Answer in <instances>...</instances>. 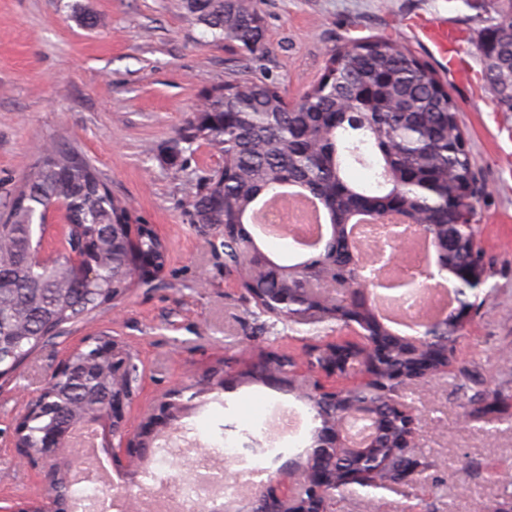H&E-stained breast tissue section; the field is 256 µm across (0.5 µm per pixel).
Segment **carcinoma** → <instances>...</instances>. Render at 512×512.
<instances>
[{
	"label": "carcinoma",
	"mask_w": 512,
	"mask_h": 512,
	"mask_svg": "<svg viewBox=\"0 0 512 512\" xmlns=\"http://www.w3.org/2000/svg\"><path fill=\"white\" fill-rule=\"evenodd\" d=\"M187 14L204 26L215 41L235 44L254 64L272 52L267 41L260 0H184ZM476 50L482 52L488 34L503 21L477 17ZM502 62L492 83L512 82V51L505 44ZM453 97L435 72L410 50L388 36L359 38L351 46L327 53L324 73L297 100L274 82L240 79L207 90L201 108L178 133L170 149L171 165L182 166V154L202 141L218 146L224 166L217 174L189 184L190 223L219 229L234 228L224 236V270L238 273L246 261L257 267L253 279L242 284L245 297L268 315L256 296L275 288H317L323 272L336 266L347 287L336 300L335 314L324 319L331 325L346 317L372 323L374 303L355 291L377 278L378 265L367 261L348 238L362 213L375 220L396 212L407 224L429 226L432 236H451L458 248L442 257L437 250L438 272L470 265L482 277L481 248L477 240L473 202L481 191L466 138L458 122ZM361 166L373 170L369 187L351 183L346 171ZM296 188L316 199L330 233L321 237L318 255L284 266L280 278H270L263 267L273 263L257 246L247 229L250 213L263 198L286 197ZM66 205L67 223L77 245L96 270L93 280L82 282L67 253L39 264L40 242L36 226L55 202ZM131 213L127 202L112 195L97 171L73 150L48 147L29 172L26 186L14 197L0 231V376L11 375L17 365L45 342L60 336L68 324L125 296L131 288L154 287L151 273L134 279L130 266L144 253L164 269L167 246L149 226L130 237ZM454 303L476 311L484 306L482 289L470 281L454 288ZM464 325L452 314L427 323L422 331L454 355ZM101 337L71 352L68 375L49 382L30 401L17 445L38 448L47 429L56 431L63 447L72 433L91 422L101 409L102 397L112 393V355L100 350ZM387 385L345 395L343 402L320 409L314 417L342 412V405L370 400L388 411ZM78 459L63 455L50 475V501L66 512L71 501L86 502L88 512L98 505L90 493L79 495L71 474ZM326 467L353 478L336 484L332 495L379 489V474L370 460H328Z\"/></svg>",
	"instance_id": "obj_1"
}]
</instances>
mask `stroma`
I'll return each instance as SVG.
<instances>
[{
    "label": "stroma",
    "instance_id": "1",
    "mask_svg": "<svg viewBox=\"0 0 512 512\" xmlns=\"http://www.w3.org/2000/svg\"><path fill=\"white\" fill-rule=\"evenodd\" d=\"M499 0H263L273 47L263 68L249 66L236 45L214 41L183 0H0V215L22 190L41 148L80 153L127 200L134 216L155 225L168 262L152 288H134L34 353L0 382V507L38 496L43 475L22 462L14 426L66 355L89 336H112L138 352L140 394L127 407L140 431L154 398L172 386H201L183 422L202 447L228 443L241 463L262 459L270 470L306 463L315 425L305 401L285 385L241 376L239 362L264 350L298 353L304 342L284 324L262 326L238 288L228 287L224 254L213 229L190 223L185 185L223 165L202 143L172 168L169 149L196 112L204 91L227 79L284 84L296 98L315 83L329 49L386 35L425 60L456 100L474 170L483 186L476 203L485 304L471 317L447 373L407 387L420 437L416 453L430 464L435 487L406 486L370 496L348 494L334 512H491L512 480V112L491 99H469L435 49L408 26L414 16L448 17L466 35L472 75L476 14H495ZM96 26H88V19ZM227 361L221 384L202 385L206 370ZM471 378L478 400L462 407L458 376ZM297 408L303 427L273 443L261 424L274 407Z\"/></svg>",
    "mask_w": 512,
    "mask_h": 512
}]
</instances>
